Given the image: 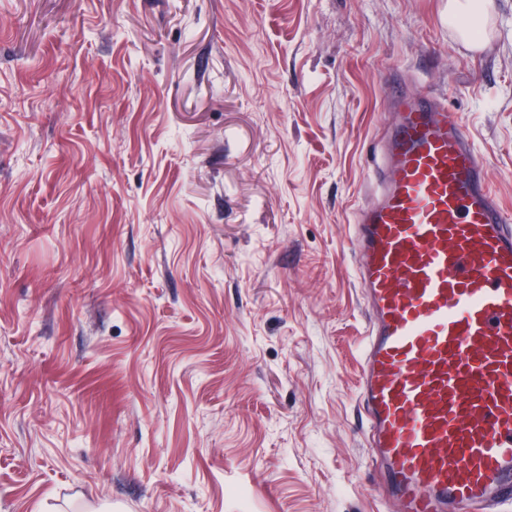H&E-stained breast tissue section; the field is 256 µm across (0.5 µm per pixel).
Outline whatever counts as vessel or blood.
I'll return each mask as SVG.
<instances>
[{
    "instance_id": "1",
    "label": "vessel or blood",
    "mask_w": 512,
    "mask_h": 512,
    "mask_svg": "<svg viewBox=\"0 0 512 512\" xmlns=\"http://www.w3.org/2000/svg\"><path fill=\"white\" fill-rule=\"evenodd\" d=\"M392 101L353 233L365 441L399 512H486L512 503V214L441 98Z\"/></svg>"
}]
</instances>
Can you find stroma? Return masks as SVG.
<instances>
[{
  "instance_id": "35a3bbf8",
  "label": "stroma",
  "mask_w": 512,
  "mask_h": 512,
  "mask_svg": "<svg viewBox=\"0 0 512 512\" xmlns=\"http://www.w3.org/2000/svg\"><path fill=\"white\" fill-rule=\"evenodd\" d=\"M0 0V512H397L351 234L395 84L512 212V0ZM487 8L486 1L448 0V20L455 19L466 25V33L459 28V34L465 41L473 38L472 22L479 21ZM467 34V35H466Z\"/></svg>"
}]
</instances>
